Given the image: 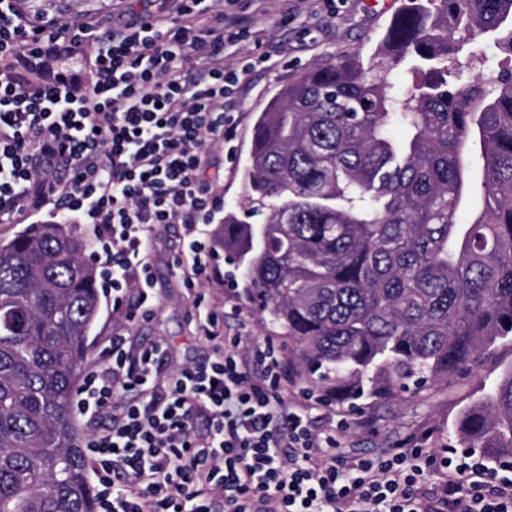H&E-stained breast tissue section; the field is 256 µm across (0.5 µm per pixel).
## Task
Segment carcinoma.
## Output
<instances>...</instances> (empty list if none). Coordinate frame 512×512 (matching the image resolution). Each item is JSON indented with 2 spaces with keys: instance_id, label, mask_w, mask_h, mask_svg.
I'll return each mask as SVG.
<instances>
[{
  "instance_id": "obj_1",
  "label": "carcinoma",
  "mask_w": 512,
  "mask_h": 512,
  "mask_svg": "<svg viewBox=\"0 0 512 512\" xmlns=\"http://www.w3.org/2000/svg\"><path fill=\"white\" fill-rule=\"evenodd\" d=\"M487 42L507 64L464 76ZM242 181L224 252L306 374L392 397L493 358L512 340V0H405L378 52L278 90ZM88 247L78 224L0 241V512H94L72 409L100 312ZM459 438L512 463V370Z\"/></svg>"
}]
</instances>
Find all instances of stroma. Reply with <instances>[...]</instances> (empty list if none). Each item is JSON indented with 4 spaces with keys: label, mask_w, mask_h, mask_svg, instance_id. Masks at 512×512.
Here are the masks:
<instances>
[{
    "label": "stroma",
    "mask_w": 512,
    "mask_h": 512,
    "mask_svg": "<svg viewBox=\"0 0 512 512\" xmlns=\"http://www.w3.org/2000/svg\"><path fill=\"white\" fill-rule=\"evenodd\" d=\"M297 10L289 21H282L278 0H256L251 9L250 40L236 58L227 60L228 69L237 71L234 87L237 125L233 141H212L214 162L220 177L214 183L224 209L210 224L212 238L224 234V214L241 209L244 189L241 171L247 162L254 122L269 100L295 75L338 53L361 51L370 56L402 0H294ZM28 11L49 14H84L98 19L101 28L111 29L113 0H24ZM280 54L276 66L268 68L257 58L270 48ZM188 242L183 225L160 229L153 244L152 286L162 305L150 319L130 325L125 336L129 343H164L171 365L201 363L209 348L195 333L188 314L195 296L204 297L212 308L222 311L226 335L245 331L272 337L277 346L287 348L288 340L280 329L265 323L248 305L240 270L225 254L216 259L222 281L206 282L197 291L184 288L174 264ZM242 306L236 316L234 306ZM512 368V346L499 349L495 358L464 377H438L417 392H401L393 397L363 395L355 401L334 398L331 407L318 406L328 388L297 376L288 394L297 400L313 399L310 411L314 429L336 434V457L344 466L360 460L391 456L397 449L416 445L430 454L459 445L456 429L461 409L479 400L485 386L491 385L504 370Z\"/></svg>",
    "instance_id": "obj_1"
}]
</instances>
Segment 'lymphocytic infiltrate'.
I'll return each mask as SVG.
<instances>
[{"label":"lymphocytic infiltrate","instance_id":"f902f5d3","mask_svg":"<svg viewBox=\"0 0 512 512\" xmlns=\"http://www.w3.org/2000/svg\"><path fill=\"white\" fill-rule=\"evenodd\" d=\"M252 2L178 0L170 15L123 0L106 36L87 17L0 0V222L49 206L65 223L93 225L122 326L158 307L149 293L158 228L188 227L176 260L185 288L214 273L208 226L224 200L205 176L207 146L233 137L225 101L238 74L224 61L250 38ZM85 51L84 82L36 83L21 71ZM192 307L208 361L165 372L161 344L116 335L83 379L75 415L112 412L86 443L95 512H512V479L453 449L433 495L419 490L433 463L421 448L350 473L328 463L336 436L314 432L289 399L293 370L273 344L222 335L213 308L199 297ZM132 389L137 403L119 401Z\"/></svg>","mask_w":512,"mask_h":512}]
</instances>
